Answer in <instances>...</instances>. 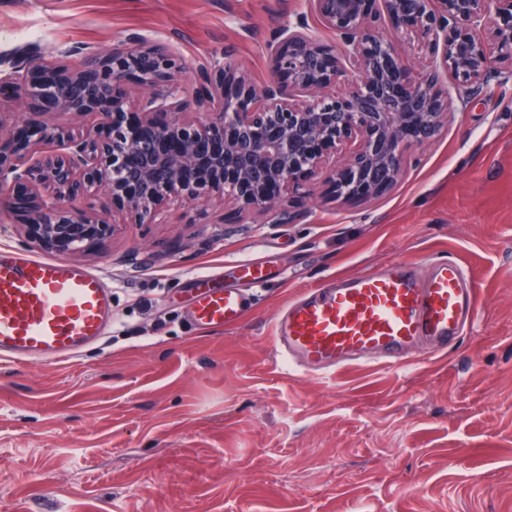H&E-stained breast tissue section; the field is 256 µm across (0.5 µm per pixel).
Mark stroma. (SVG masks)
I'll list each match as a JSON object with an SVG mask.
<instances>
[{
  "mask_svg": "<svg viewBox=\"0 0 512 512\" xmlns=\"http://www.w3.org/2000/svg\"><path fill=\"white\" fill-rule=\"evenodd\" d=\"M304 0H0V59L21 45L105 51L171 42L186 80L230 53L255 81ZM447 125L396 184L343 199L322 179L293 223L172 205L72 256L112 289L111 331L52 364L0 362V512H512V64L479 85L443 74ZM434 255L473 273L477 317L446 354L321 379L272 327L302 289ZM261 257L262 286L237 260ZM250 299L203 329L196 274Z\"/></svg>",
  "mask_w": 512,
  "mask_h": 512,
  "instance_id": "obj_1",
  "label": "stroma"
}]
</instances>
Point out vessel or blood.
Listing matches in <instances>:
<instances>
[{"label":"vessel or blood","instance_id":"1","mask_svg":"<svg viewBox=\"0 0 512 512\" xmlns=\"http://www.w3.org/2000/svg\"><path fill=\"white\" fill-rule=\"evenodd\" d=\"M427 276L413 263L330 281L292 300L273 342L289 365L311 374L349 362L400 365L419 342L444 349L476 316L472 274L455 257L430 258ZM194 312L205 328L232 327L250 305L242 292L195 276ZM112 328V293L96 273L17 251L0 252V358L56 363L99 341Z\"/></svg>","mask_w":512,"mask_h":512}]
</instances>
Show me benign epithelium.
<instances>
[{
	"label": "benign epithelium",
	"mask_w": 512,
	"mask_h": 512,
	"mask_svg": "<svg viewBox=\"0 0 512 512\" xmlns=\"http://www.w3.org/2000/svg\"><path fill=\"white\" fill-rule=\"evenodd\" d=\"M378 1L396 36L427 48L419 71L377 31ZM306 2L336 44L316 39L300 14L274 32L267 81L255 84L226 54L196 68L190 100L169 42L132 34L104 55L74 46L60 52L78 57L71 65L30 48L13 52L0 89L11 87L34 118L0 149V213L12 208L13 188L27 186L21 234L55 256L105 249L116 219L75 205L98 193L125 224L215 197L290 223L298 213L284 202L318 175L344 197L376 196L397 181L411 147L448 119L439 69L476 82L512 63V0ZM491 14L493 29L477 34L474 24ZM59 114L74 125L57 123Z\"/></svg>",
	"instance_id": "1"
}]
</instances>
